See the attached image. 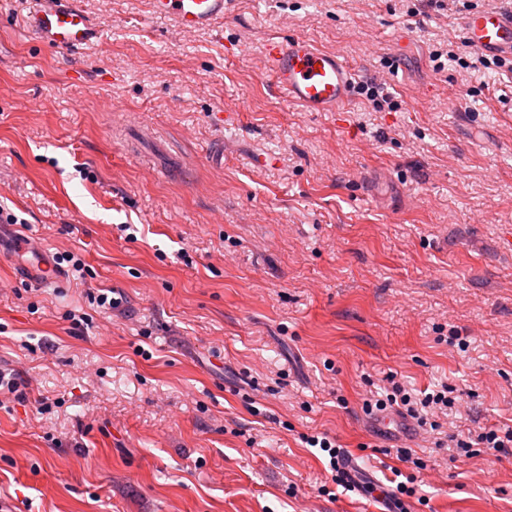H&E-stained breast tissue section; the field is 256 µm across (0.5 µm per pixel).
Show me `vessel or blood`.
I'll list each match as a JSON object with an SVG mask.
<instances>
[{"label":"vessel or blood","instance_id":"1","mask_svg":"<svg viewBox=\"0 0 512 512\" xmlns=\"http://www.w3.org/2000/svg\"><path fill=\"white\" fill-rule=\"evenodd\" d=\"M232 0H148L153 17L172 20L184 32L214 28L223 20ZM27 23L47 46L75 50L97 39L99 33L77 0H39ZM464 41L480 56L512 62V6L470 11L462 22ZM273 85L307 112H340L348 102L354 72L336 53L303 37L273 40L266 46ZM20 271L39 281L62 279V271L43 249L19 240Z\"/></svg>","mask_w":512,"mask_h":512}]
</instances>
